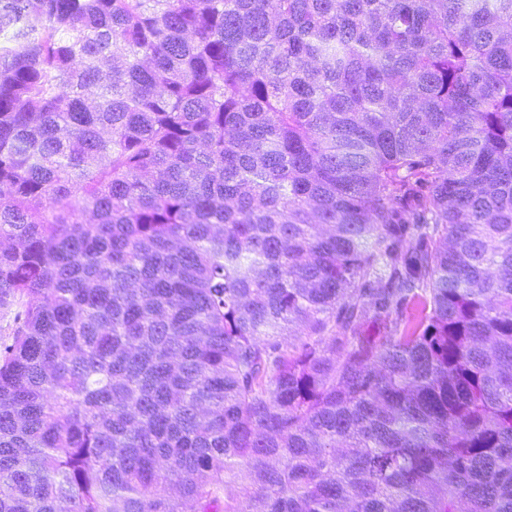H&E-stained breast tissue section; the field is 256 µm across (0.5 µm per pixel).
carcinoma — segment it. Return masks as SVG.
Listing matches in <instances>:
<instances>
[{"label":"carcinoma","instance_id":"obj_1","mask_svg":"<svg viewBox=\"0 0 512 512\" xmlns=\"http://www.w3.org/2000/svg\"><path fill=\"white\" fill-rule=\"evenodd\" d=\"M0 512H512V0H0Z\"/></svg>","mask_w":512,"mask_h":512}]
</instances>
